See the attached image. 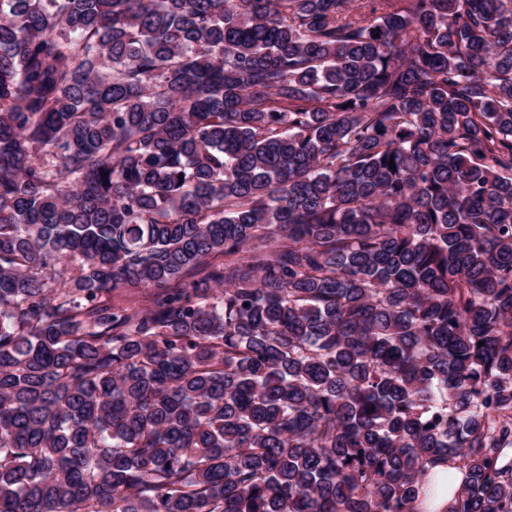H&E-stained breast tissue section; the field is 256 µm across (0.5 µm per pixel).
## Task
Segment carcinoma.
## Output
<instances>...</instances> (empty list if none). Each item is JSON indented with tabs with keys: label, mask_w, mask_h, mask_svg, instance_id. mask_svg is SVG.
Masks as SVG:
<instances>
[{
	"label": "carcinoma",
	"mask_w": 512,
	"mask_h": 512,
	"mask_svg": "<svg viewBox=\"0 0 512 512\" xmlns=\"http://www.w3.org/2000/svg\"><path fill=\"white\" fill-rule=\"evenodd\" d=\"M447 460L512 512V0H0V512Z\"/></svg>",
	"instance_id": "carcinoma-1"
}]
</instances>
